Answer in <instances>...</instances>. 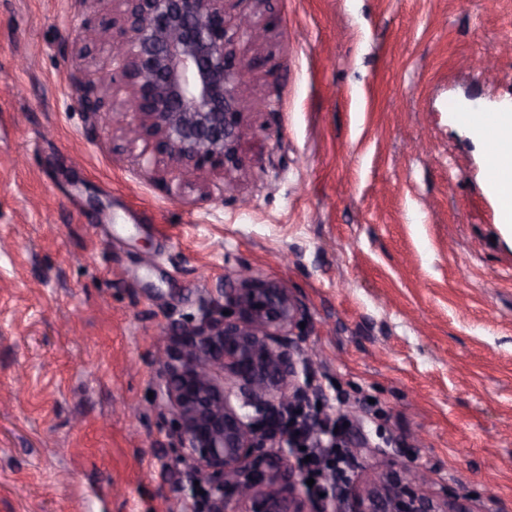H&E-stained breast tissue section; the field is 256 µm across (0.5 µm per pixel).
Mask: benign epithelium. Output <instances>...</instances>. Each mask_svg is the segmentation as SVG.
Masks as SVG:
<instances>
[{
	"label": "benign epithelium",
	"instance_id": "1",
	"mask_svg": "<svg viewBox=\"0 0 512 512\" xmlns=\"http://www.w3.org/2000/svg\"><path fill=\"white\" fill-rule=\"evenodd\" d=\"M118 2L123 10L103 31L112 71L100 73L98 83L125 81L128 108L138 117L125 137L154 138L171 170L188 178L240 169L239 88L250 83L255 62L235 59L224 0ZM239 278L240 287L224 291L234 316L207 315L162 356L178 448L208 485L206 512H307L293 492L282 491L293 468L278 428L284 408L302 394L288 338L299 308L285 286L248 271ZM425 484L402 464L336 512H460L454 500L433 501Z\"/></svg>",
	"mask_w": 512,
	"mask_h": 512
}]
</instances>
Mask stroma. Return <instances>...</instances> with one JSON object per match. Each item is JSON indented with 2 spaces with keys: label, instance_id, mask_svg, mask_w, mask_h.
Here are the masks:
<instances>
[{
  "label": "stroma",
  "instance_id": "stroma-1",
  "mask_svg": "<svg viewBox=\"0 0 512 512\" xmlns=\"http://www.w3.org/2000/svg\"><path fill=\"white\" fill-rule=\"evenodd\" d=\"M242 91L236 191L172 173L123 104L112 0H0V512H185L158 355L244 268L284 284L311 426L470 512H512V220L486 135L512 109V0H226ZM482 59L492 60L485 73Z\"/></svg>",
  "mask_w": 512,
  "mask_h": 512
}]
</instances>
